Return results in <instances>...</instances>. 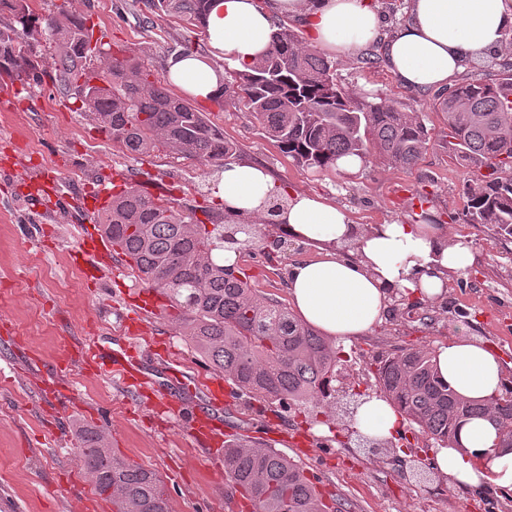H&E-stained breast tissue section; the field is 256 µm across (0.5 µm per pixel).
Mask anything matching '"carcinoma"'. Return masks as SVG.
I'll list each match as a JSON object with an SVG mask.
<instances>
[{"mask_svg": "<svg viewBox=\"0 0 512 512\" xmlns=\"http://www.w3.org/2000/svg\"><path fill=\"white\" fill-rule=\"evenodd\" d=\"M145 21L179 17L204 25L211 0H140ZM12 21L0 26V76L38 80L32 41L42 33L57 48L53 83L75 93L101 131L130 154L164 148L179 158L217 171L236 158L237 146L224 139L203 112L170 93L166 81L136 57H119L91 46L86 19L64 10L39 17L29 0H0ZM99 61L95 81L86 73L90 54ZM335 64L301 46L285 24L278 25L266 54L224 83L241 94L266 134L288 157L317 173L337 171L336 161L379 160L408 171L430 142L420 114L394 100L358 97L336 82ZM450 136L463 157L491 172L467 187L469 223L488 224L512 238V154L500 143L512 139V63L495 78L463 80L438 103ZM112 246L143 280L169 302L173 319L202 360L234 386L284 409L336 405L332 382L342 359L320 332L300 320L277 298L257 294L247 276L212 259L229 244L237 252L255 250L268 263L287 243L273 232L279 222L266 211L262 224H226L207 206L179 211L166 199L130 184L98 217ZM434 352L404 347L376 357L384 397L436 447L456 443L468 420L489 416L501 442L512 447V388L483 403L468 400L437 378ZM85 475L112 512H172L156 472L118 457L104 433L81 431ZM224 473L242 489L252 512H335L323 502L304 471L272 448L244 440L224 449Z\"/></svg>", "mask_w": 512, "mask_h": 512, "instance_id": "1", "label": "carcinoma"}]
</instances>
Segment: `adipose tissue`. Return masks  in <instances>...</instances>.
<instances>
[{
    "instance_id": "1",
    "label": "adipose tissue",
    "mask_w": 512,
    "mask_h": 512,
    "mask_svg": "<svg viewBox=\"0 0 512 512\" xmlns=\"http://www.w3.org/2000/svg\"><path fill=\"white\" fill-rule=\"evenodd\" d=\"M287 19L305 28L308 46L333 57L381 43L391 74L415 91L454 85L468 67L503 54L512 33L505 0H410L406 23L388 34L373 0H214L205 28L209 56L187 52L171 59L166 77L189 96H216L224 87L223 62L252 65L269 49L276 23ZM213 193L226 216L254 222L270 201L283 200V233L320 249L318 256L292 263V303L335 346L351 344L381 323L396 294L441 299L449 274L467 272L477 259L475 249L448 235L444 225L355 224L342 207L279 186L250 162L227 164ZM434 355L440 380L464 398L482 402L512 387L498 353L476 338H451ZM400 421L394 407L374 395L359 408L356 427L386 440ZM435 465L455 485L512 492V448L500 442L487 418L467 421L455 447L437 450Z\"/></svg>"
}]
</instances>
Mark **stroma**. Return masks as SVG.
Instances as JSON below:
<instances>
[{"label":"stroma","mask_w":512,"mask_h":512,"mask_svg":"<svg viewBox=\"0 0 512 512\" xmlns=\"http://www.w3.org/2000/svg\"><path fill=\"white\" fill-rule=\"evenodd\" d=\"M39 16L59 9L87 18L98 44L116 55L134 54L155 75L184 47L204 55L203 29L174 17L143 22L136 0H31ZM40 84H9L0 104V512H112L97 499L81 466L79 433H106L121 458L155 471L173 512H240L241 495L223 480L213 462L188 434L197 408L208 400L214 372L196 355L170 309L137 316L133 289L145 282L127 262L117 272L89 275L74 262V230L96 221L80 197L109 187L120 173L182 210L215 206L208 188L214 178L204 167L165 151L135 156L114 147L79 100L59 94L49 80L57 61L48 44L37 43ZM368 46L336 62V81L359 95L379 96L420 112L431 142L411 171L380 163L354 173L303 170L268 137L260 122L233 97L223 105L196 100L238 157L265 166L275 181L343 206L354 223L417 224L431 212L449 233L470 241L479 259L462 275L448 278L445 305L423 302L400 309L365 338L343 347L336 406L317 415L285 412L252 395L236 392L224 400V428L240 437L275 445L316 485L325 499L342 498L343 512H512V496L455 488L432 466L435 445L417 425L402 421L406 447L381 443L369 452L349 432L346 406L354 394H379L374 356L410 345L436 348L466 334L499 354L512 380V240H497L492 227L468 223V181L482 167L461 159L434 94L403 88ZM426 193L425 206L413 195ZM313 245L289 243L278 262L243 253L239 269L260 293L289 302L286 266L311 255ZM98 337L133 345L156 379L167 359L179 361L196 382L181 393L178 411L159 416L119 380L71 363L74 343ZM55 374L61 390L46 399L40 378Z\"/></svg>","instance_id":"1"}]
</instances>
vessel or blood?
Returning a JSON list of instances; mask_svg holds the SVG:
<instances>
[{
	"mask_svg": "<svg viewBox=\"0 0 512 512\" xmlns=\"http://www.w3.org/2000/svg\"><path fill=\"white\" fill-rule=\"evenodd\" d=\"M76 261L90 263L92 270L111 266L113 261L112 244L96 228L82 227L79 246L74 254ZM83 366L93 373H109L120 378L123 385L137 395H150L152 404L175 408L177 398L175 388L191 390L188 379L176 368H169L168 374L174 380V387L156 384L145 376L141 362L133 350L122 346L119 349L102 344L99 339H91L79 353ZM190 433L203 441L213 456H220L224 445V428L214 413L203 411L190 421Z\"/></svg>",
	"mask_w": 512,
	"mask_h": 512,
	"instance_id": "obj_1",
	"label": "vessel or blood"
}]
</instances>
